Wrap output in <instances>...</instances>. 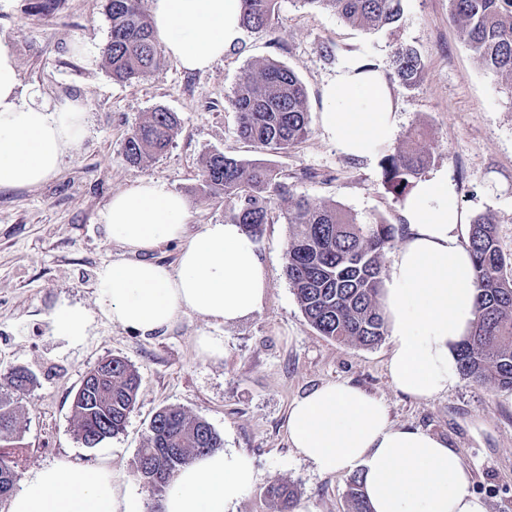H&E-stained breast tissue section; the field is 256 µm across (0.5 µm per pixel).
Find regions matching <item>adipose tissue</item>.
Instances as JSON below:
<instances>
[{
	"label": "adipose tissue",
	"mask_w": 512,
	"mask_h": 512,
	"mask_svg": "<svg viewBox=\"0 0 512 512\" xmlns=\"http://www.w3.org/2000/svg\"><path fill=\"white\" fill-rule=\"evenodd\" d=\"M151 13L167 55L190 71L209 70L242 37V0H152ZM323 102L322 128L343 153L369 158L391 144L392 92L381 70L364 69L361 57L343 59ZM86 134L82 101L25 96L16 57L0 42V187L43 183ZM401 213L406 233L383 287L393 344L388 369L395 389L430 399L459 380L456 348L475 318V272L447 176L417 181ZM187 216L184 198L150 178L112 196L104 230L130 253L97 272V303L112 323L146 336L188 313L231 325L263 308L268 273L254 237L229 221L192 232ZM170 243L179 246L176 264L155 262L153 252ZM288 437L318 473H361L372 512H487L456 451L426 431L393 425L380 399L347 383L325 384L295 401ZM257 479L235 449L196 457L174 477L161 512H229ZM9 512L141 508L120 473L61 461L29 475Z\"/></svg>",
	"instance_id": "ef3b65f1"
}]
</instances>
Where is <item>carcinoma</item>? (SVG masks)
Here are the masks:
<instances>
[{"mask_svg": "<svg viewBox=\"0 0 512 512\" xmlns=\"http://www.w3.org/2000/svg\"><path fill=\"white\" fill-rule=\"evenodd\" d=\"M403 0H299L301 6L329 9L344 23L366 30L397 25ZM456 23L481 68L512 87V0H449ZM278 0H242L241 26H270ZM110 37L103 56L112 79L139 81L158 65L160 44L141 0H107ZM425 65L418 52L399 46L388 76L407 89L418 86ZM238 136L260 153L286 151L310 132L307 92L282 62L267 59L250 69L231 100ZM176 113L157 108L126 137L127 161L146 166L171 145L178 130ZM426 156L413 147L387 148L382 158L384 184L403 196L422 174ZM198 190L232 204L231 222L255 237L272 221L273 197L288 193L286 176L263 160L244 161L222 152L208 155ZM293 228L286 252L287 274L300 309L321 335L361 347L378 344L385 330L379 304L383 285L382 255L395 237L391 224H361L341 209L316 208L296 199L286 215ZM468 248L477 282L476 319L457 349L461 374L476 383L512 390V278L503 275L512 257L501 250L495 225L480 217L470 225ZM33 376L14 370L0 389V445L19 439L12 394L25 391ZM139 389L137 370L113 357L82 379L73 399L78 438L95 446L118 435L133 411ZM223 447V439L204 419L180 408L164 407L151 421L150 436L138 450L136 470L155 492H166L172 478L196 456ZM16 473L0 454V500L14 493ZM269 498L290 512L294 489L280 481L267 485ZM348 512H371L363 477L354 474L347 491Z\"/></svg>", "mask_w": 512, "mask_h": 512, "instance_id": "carcinoma-1", "label": "carcinoma"}]
</instances>
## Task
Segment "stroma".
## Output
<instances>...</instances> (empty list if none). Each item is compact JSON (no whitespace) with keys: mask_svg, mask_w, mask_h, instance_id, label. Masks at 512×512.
Here are the masks:
<instances>
[{"mask_svg":"<svg viewBox=\"0 0 512 512\" xmlns=\"http://www.w3.org/2000/svg\"><path fill=\"white\" fill-rule=\"evenodd\" d=\"M34 2L0 0V41L13 49L26 92L45 102L84 103L88 132L44 183L0 189V384L19 367L36 377L16 403L22 433L9 453L18 479L60 461L105 465L125 476L143 512H160L162 498L137 477L135 459L155 413L177 407L206 420L258 472L231 512H278L266 494L276 480L295 489L294 512H347L348 475L317 473L290 447L287 430L293 401L346 381L381 399L393 424L425 430L457 451L488 512H512V390L462 378L428 400L401 394L389 376L390 339L363 348L320 335L285 272L292 233L285 214L295 198L348 211L363 224L402 226L401 200L383 182L380 157L344 154L320 123L323 87L345 56L370 55L387 74L402 44L418 51L425 75L410 90L391 86L394 145L418 138L429 155L427 172L447 174L467 219L491 217L502 251L512 254V90L478 65L448 0H403L402 24L375 32L350 27L330 10L279 0L271 29L244 32L211 69L188 72L164 55L148 77L130 84L113 81L100 55L110 34L107 0H57L47 14ZM77 39L98 50L93 62L72 52ZM324 43L334 45V56L321 53ZM270 58L303 82L310 132L269 157L286 174L289 193L275 199L257 240L269 274L262 310L230 326L186 315L151 337L112 323L96 303V271L128 252L106 238L102 211L113 194L150 177L184 197L190 230L228 220L227 202L201 193L199 175L214 151L257 159L236 134L231 99L244 73ZM158 107L177 113L180 128L147 167L130 165L123 142ZM62 301L89 314L80 341L52 327L49 315ZM203 334L222 338V359L198 355ZM112 357L138 371L137 401L122 433L88 447L75 430L73 396L85 374Z\"/></svg>","mask_w":512,"mask_h":512,"instance_id":"1","label":"stroma"}]
</instances>
